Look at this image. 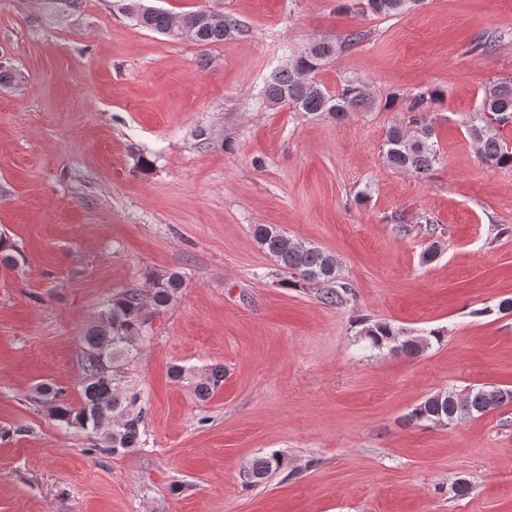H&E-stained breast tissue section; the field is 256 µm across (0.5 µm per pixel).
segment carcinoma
Here are the masks:
<instances>
[{
  "label": "carcinoma",
  "instance_id": "cac0c4a2",
  "mask_svg": "<svg viewBox=\"0 0 512 512\" xmlns=\"http://www.w3.org/2000/svg\"><path fill=\"white\" fill-rule=\"evenodd\" d=\"M424 0H359L361 12L392 17L409 12ZM142 27L160 34L179 37L177 23L195 28V44L209 46L231 39L237 24L230 18L203 24L204 11L196 10L177 18L161 9L137 12L130 4ZM335 51L334 45L319 41L308 52L296 57L288 67L276 72L260 94L269 106L285 104L294 111L311 116L328 115L341 119L350 112L364 111L372 99L358 81L346 80L335 94L314 79V73ZM433 94L419 92L410 98L406 123L390 126L384 142L386 164L395 170L419 175L427 174L436 162L434 120L430 105ZM512 125V81L498 82L484 92L480 108L469 116L466 130L480 144L484 163L492 166L512 164V150L501 137L500 130ZM252 234L259 248L268 254L279 269L291 274L299 285L320 286V299L330 306L343 304L351 291L348 283L338 280L336 258L310 243H291L280 230L269 224H255ZM22 256L18 247L0 237V264L9 267ZM183 279L173 273L153 280L148 293L129 288L112 295L103 311L105 317L87 328L81 337L84 373L80 383L81 402L72 406L61 398L54 385L44 382L36 393L52 404L53 419L66 428H79L99 437L100 451L120 455L139 447L145 434L139 393L132 391L127 380V365L136 357L147 340V327L152 318L166 309L179 290ZM368 345L384 348L408 357L420 355L430 341L442 340L444 332L430 330L414 336L387 322L375 321L362 329ZM170 375L177 381H188L202 400L207 399L224 382V367L215 365L200 373L174 365ZM512 404V387L508 385L472 387L465 391L454 388L434 392L415 404L405 415L409 425H453L481 417L497 408ZM283 458L277 454L256 459L247 476L263 479L279 470Z\"/></svg>",
  "mask_w": 512,
  "mask_h": 512
}]
</instances>
